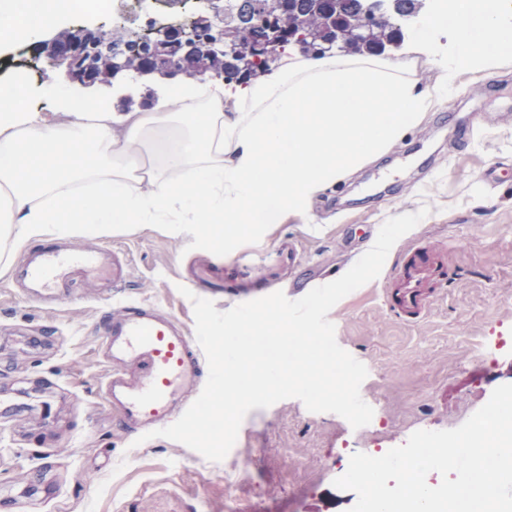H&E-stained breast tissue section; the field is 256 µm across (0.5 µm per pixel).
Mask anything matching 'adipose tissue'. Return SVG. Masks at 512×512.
Segmentation results:
<instances>
[{"label": "adipose tissue", "mask_w": 512, "mask_h": 512, "mask_svg": "<svg viewBox=\"0 0 512 512\" xmlns=\"http://www.w3.org/2000/svg\"><path fill=\"white\" fill-rule=\"evenodd\" d=\"M65 0H0V45L34 41ZM441 23L452 49L418 51L438 70L432 96L401 63L296 55L249 83L164 82L146 107L78 108L54 84L48 112L26 104L27 81L0 78V237L17 242L106 233L131 224H192L223 241L299 214L345 173L379 157L459 68L485 71L512 59L501 0H452Z\"/></svg>", "instance_id": "1"}]
</instances>
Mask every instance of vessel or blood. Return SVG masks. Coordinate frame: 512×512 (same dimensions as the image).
<instances>
[{
	"instance_id": "1",
	"label": "vessel or blood",
	"mask_w": 512,
	"mask_h": 512,
	"mask_svg": "<svg viewBox=\"0 0 512 512\" xmlns=\"http://www.w3.org/2000/svg\"><path fill=\"white\" fill-rule=\"evenodd\" d=\"M439 271L432 251H414L392 278L390 307L410 319L423 316L431 306L426 285ZM77 274L107 288L124 281L120 263L62 241L31 251L16 276L32 294L43 297L68 287ZM103 330V356L112 365L104 396L125 430L144 434L181 416L201 388L204 356L198 342L172 316L150 305L122 306L105 316Z\"/></svg>"
}]
</instances>
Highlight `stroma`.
<instances>
[{
  "instance_id": "obj_1",
  "label": "stroma",
  "mask_w": 512,
  "mask_h": 512,
  "mask_svg": "<svg viewBox=\"0 0 512 512\" xmlns=\"http://www.w3.org/2000/svg\"><path fill=\"white\" fill-rule=\"evenodd\" d=\"M24 44L0 47V76L22 71L44 108L60 70L25 65ZM429 207L380 275L329 312L337 343L368 369L360 387L374 410L357 431L295 398L244 418L219 462L163 437L136 443L108 411L109 368L99 354L103 317L128 302L168 310L194 326L180 271L215 256L246 262L300 245L304 273L331 282L369 250L365 225ZM117 251L122 288L71 287L58 306L29 298L11 271L36 242L0 240V512H350L357 496L334 486L349 454H385L418 430L462 425L512 384V59L461 70L447 102L377 159L316 195L306 212L256 224L223 244L176 224L71 238ZM427 247L448 267L423 318L387 304L393 272Z\"/></svg>"
}]
</instances>
